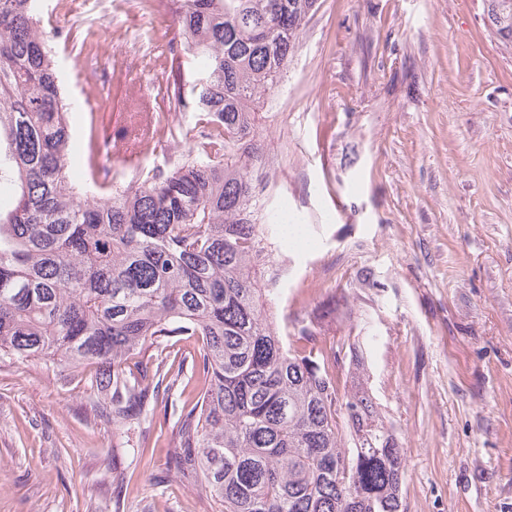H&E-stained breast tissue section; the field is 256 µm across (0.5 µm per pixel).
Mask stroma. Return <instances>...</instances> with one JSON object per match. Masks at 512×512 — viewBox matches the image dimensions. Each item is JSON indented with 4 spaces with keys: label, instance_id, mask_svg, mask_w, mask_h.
Here are the masks:
<instances>
[{
    "label": "stroma",
    "instance_id": "1",
    "mask_svg": "<svg viewBox=\"0 0 512 512\" xmlns=\"http://www.w3.org/2000/svg\"><path fill=\"white\" fill-rule=\"evenodd\" d=\"M264 106L262 198L301 216L271 241L288 265L275 312L312 324L365 377L405 460L403 512H512V50L481 0H319ZM41 0L72 105L71 177L85 184L91 132L131 93L170 124V14L112 0ZM136 40L142 67H115ZM197 337L147 353L181 380L145 423L95 412L91 370L0 360V512H212L167 472L181 411L202 385Z\"/></svg>",
    "mask_w": 512,
    "mask_h": 512
}]
</instances>
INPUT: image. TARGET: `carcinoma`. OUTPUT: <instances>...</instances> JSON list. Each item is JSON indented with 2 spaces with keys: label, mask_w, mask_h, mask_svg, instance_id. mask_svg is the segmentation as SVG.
Here are the masks:
<instances>
[{
  "label": "carcinoma",
  "mask_w": 512,
  "mask_h": 512,
  "mask_svg": "<svg viewBox=\"0 0 512 512\" xmlns=\"http://www.w3.org/2000/svg\"><path fill=\"white\" fill-rule=\"evenodd\" d=\"M176 103L194 123L166 171L89 196L36 0H0V357L95 369L113 426L138 427L179 373L127 361L196 336L203 386L169 471L215 512H400L404 462L367 389L339 397L336 348L280 330L257 222L263 98L318 0H172ZM201 61L189 79L183 58Z\"/></svg>",
  "instance_id": "carcinoma-1"
}]
</instances>
